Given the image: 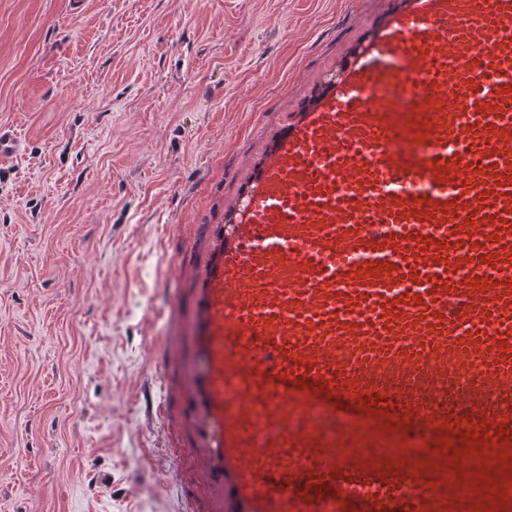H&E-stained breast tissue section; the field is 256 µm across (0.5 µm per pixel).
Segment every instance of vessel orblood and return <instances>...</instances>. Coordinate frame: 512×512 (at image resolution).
I'll return each mask as SVG.
<instances>
[{
	"label": "vessel or blood",
	"instance_id": "vessel-or-blood-1",
	"mask_svg": "<svg viewBox=\"0 0 512 512\" xmlns=\"http://www.w3.org/2000/svg\"><path fill=\"white\" fill-rule=\"evenodd\" d=\"M201 245L147 342L148 458L177 512H494L489 476L512 458V0H405ZM320 391L402 427L329 436ZM470 426L492 445L411 437Z\"/></svg>",
	"mask_w": 512,
	"mask_h": 512
}]
</instances>
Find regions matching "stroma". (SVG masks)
I'll use <instances>...</instances> for the list:
<instances>
[{
  "mask_svg": "<svg viewBox=\"0 0 512 512\" xmlns=\"http://www.w3.org/2000/svg\"><path fill=\"white\" fill-rule=\"evenodd\" d=\"M404 0H0V512H176L147 304Z\"/></svg>",
  "mask_w": 512,
  "mask_h": 512,
  "instance_id": "obj_1",
  "label": "stroma"
}]
</instances>
